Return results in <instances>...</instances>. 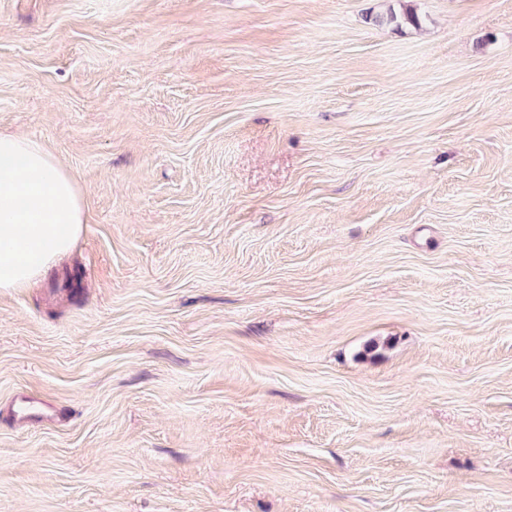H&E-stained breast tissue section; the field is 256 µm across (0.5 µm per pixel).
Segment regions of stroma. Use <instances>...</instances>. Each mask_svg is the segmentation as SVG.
<instances>
[{
  "label": "stroma",
  "instance_id": "stroma-1",
  "mask_svg": "<svg viewBox=\"0 0 512 512\" xmlns=\"http://www.w3.org/2000/svg\"><path fill=\"white\" fill-rule=\"evenodd\" d=\"M0 132V512H512V0H0ZM87 224L75 177L42 143L0 134V290L28 288Z\"/></svg>",
  "mask_w": 512,
  "mask_h": 512
}]
</instances>
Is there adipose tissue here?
<instances>
[{
    "instance_id": "ef3b65f1",
    "label": "adipose tissue",
    "mask_w": 512,
    "mask_h": 512,
    "mask_svg": "<svg viewBox=\"0 0 512 512\" xmlns=\"http://www.w3.org/2000/svg\"><path fill=\"white\" fill-rule=\"evenodd\" d=\"M86 222L69 169L39 141L0 134V290L41 281Z\"/></svg>"
}]
</instances>
